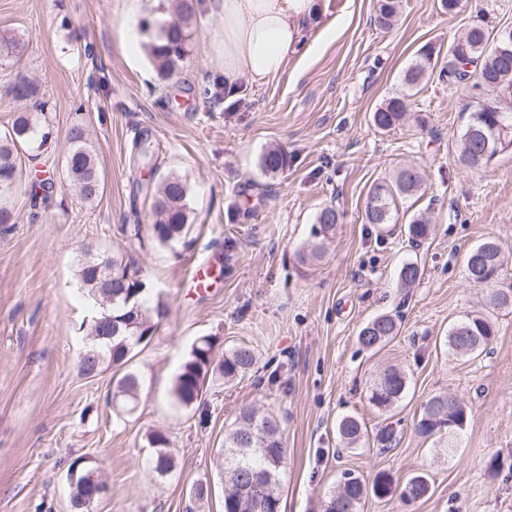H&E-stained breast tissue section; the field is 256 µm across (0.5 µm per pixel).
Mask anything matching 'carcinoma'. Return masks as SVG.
<instances>
[{
	"label": "carcinoma",
	"mask_w": 512,
	"mask_h": 512,
	"mask_svg": "<svg viewBox=\"0 0 512 512\" xmlns=\"http://www.w3.org/2000/svg\"><path fill=\"white\" fill-rule=\"evenodd\" d=\"M175 19L154 29L148 44L149 52L157 65L161 78L176 75L189 55V29L196 17L201 0H174ZM399 0H378L375 21L382 28L391 27L396 21ZM512 41V29L496 34L482 24H474L448 44L446 56L439 57L432 46L419 51L418 60L409 66L402 78L403 89L384 99L373 111V125L381 131H391L403 126L409 111V98L427 76L461 88L468 98L476 101L470 121L461 135L458 161L469 166L470 160L483 152L488 158L512 148V53H501L505 40ZM4 92L13 99L39 103L41 88L25 74H17ZM51 131L37 129V119L23 111L14 118L11 127L0 133V224L14 223V214L1 197L15 189L22 181L21 155L29 150H40L47 145ZM89 130L77 123L70 129L65 152V179L76 187L86 199L96 197L101 188L98 163L88 145ZM151 143L142 139L135 143L133 165L137 168L154 166ZM259 165L267 173H277L288 166V154L280 147L266 150ZM423 185L421 172L413 167L399 165L391 174L376 183L370 191L365 206V221L384 230L394 221L397 201L417 194ZM150 198L152 234L163 244L181 240L188 232V187L176 174H168L146 185ZM340 221V214L332 205L320 210L314 227L317 242L310 255L316 257ZM408 235L414 241L426 238L430 231L429 218L419 216L410 220ZM477 271L467 275L479 282L502 273L503 260L499 244L493 240L480 243L468 253ZM420 277L419 266L405 263L398 272L402 288L412 287ZM79 289L95 310L84 321L86 331V356L79 360L82 375L97 376L103 367L114 370L112 390L107 401L117 410L131 414L139 404L144 381L141 373L130 366L133 350L149 342L159 323L167 315L168 307L159 301L147 305L149 288L138 262L120 252H97L91 248L81 251L78 260ZM487 311L468 314L448 331V346L456 352L479 355L495 336V323L491 312L512 308V288H488ZM395 319L387 314L375 316L358 333V341L366 348L383 345L398 335ZM258 358L253 348L236 345L219 351L216 338L205 336L192 347L181 364L173 383L172 395L182 408L199 410V421L206 412L200 410L204 389L208 384L224 385L241 381L256 368ZM408 385L406 373L390 368L371 385L368 402L377 410L386 412L404 396ZM466 420L463 403L446 393L429 399L416 425L422 436H432L449 427L460 429ZM341 441L350 447L358 445L363 437L360 422L345 416L338 423ZM148 444L154 448L155 471L169 472L172 457L166 432L155 430L148 435ZM287 449L278 418L260 408L242 407L235 420L224 431V512H253V504L246 487L251 479L265 477L264 498L268 512H282L279 493L280 474L286 465ZM67 477L76 488L94 491L106 488L98 468L86 457L70 461ZM391 480L376 478L368 486L354 477L340 484L333 493L325 512H360L368 495L384 498L391 495ZM429 492L425 476L408 478L401 490L406 502H416Z\"/></svg>",
	"instance_id": "cac0c4a2"
}]
</instances>
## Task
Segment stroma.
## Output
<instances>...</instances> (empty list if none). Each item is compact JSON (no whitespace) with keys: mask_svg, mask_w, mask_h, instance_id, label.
<instances>
[{"mask_svg":"<svg viewBox=\"0 0 512 512\" xmlns=\"http://www.w3.org/2000/svg\"><path fill=\"white\" fill-rule=\"evenodd\" d=\"M213 2L203 0L187 61L165 81L142 25L168 20L173 0H0V37L16 43L0 52V85L19 72L36 78L52 132L48 150L23 163L9 198L14 223L0 225V512H70L66 469L80 456L108 484L96 512H222L224 426L244 404L281 422L285 512H324L348 472L369 483L383 473L397 486L419 473L430 480L419 501L370 496L363 512H512V309L495 312L497 334L478 357L447 344L451 325L485 305V290L466 279L470 249L494 240L512 253V149L482 168L461 166L469 100L433 79L404 126L382 133L371 122L422 46L447 50L477 21L512 29V0H461L453 15L440 0H400L388 29L374 23L377 0H317L284 71L260 89L240 82L230 101L217 93L224 59ZM75 123L89 127L104 178L90 202L63 176ZM143 136L155 150L152 173L131 160ZM273 145L288 165L267 174L259 158ZM399 163L421 168L425 191L401 201L396 227L382 233L365 222V205ZM171 173L189 186L192 229L163 247L146 229L150 209L137 185ZM36 185L48 205L34 207ZM330 204L342 219L310 258L313 225ZM423 211L431 230L416 244L407 222ZM133 224L143 225L141 239L124 235ZM87 245L131 253L153 298L169 307L136 349L144 387L129 415L107 402L111 371L79 372L80 325L91 310L77 293V255ZM409 261L421 278L405 290L397 274ZM204 262L214 288L188 294L183 283ZM382 313L398 317V335L361 346L360 329ZM208 334L224 349L252 347L259 364L238 384L207 387L200 426L175 405L172 384L193 341ZM390 367L406 372L408 387L382 413L367 389ZM441 393L465 405L463 429L419 436L425 403ZM347 415L367 429L354 447L337 434ZM387 428L386 448L378 436ZM156 429L175 455L163 475L147 440Z\"/></svg>","mask_w":512,"mask_h":512,"instance_id":"obj_1","label":"stroma"}]
</instances>
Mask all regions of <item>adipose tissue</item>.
<instances>
[{
    "instance_id": "1",
    "label": "adipose tissue",
    "mask_w": 512,
    "mask_h": 512,
    "mask_svg": "<svg viewBox=\"0 0 512 512\" xmlns=\"http://www.w3.org/2000/svg\"><path fill=\"white\" fill-rule=\"evenodd\" d=\"M224 20V93L238 95L237 82L257 88L286 67L302 37V21L315 15L316 0H218Z\"/></svg>"
}]
</instances>
